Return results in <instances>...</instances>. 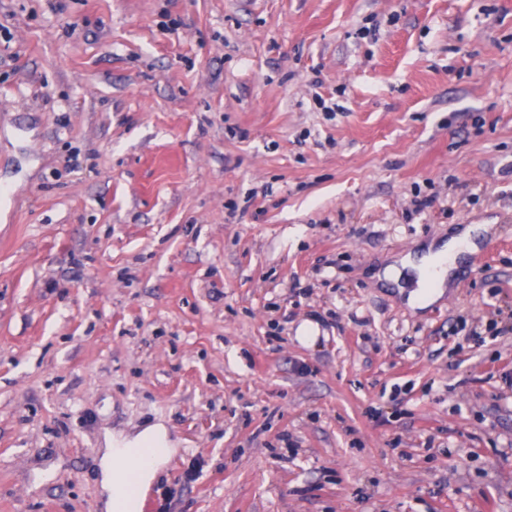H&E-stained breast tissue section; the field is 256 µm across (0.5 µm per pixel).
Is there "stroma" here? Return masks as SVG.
I'll list each match as a JSON object with an SVG mask.
<instances>
[{
  "mask_svg": "<svg viewBox=\"0 0 512 512\" xmlns=\"http://www.w3.org/2000/svg\"><path fill=\"white\" fill-rule=\"evenodd\" d=\"M1 187L0 512H512V0H0ZM475 231L473 227L456 230L448 239L447 244L436 248L434 244H431L428 247V251L423 253L419 258L413 257L412 255L394 258L393 261L385 267L384 276L388 278L399 274L400 267H413L420 272H423L429 267H433L436 269V288L428 292H424L421 288H418L416 291L410 293L408 299L412 306H426L433 303L442 296L444 288H446L447 278L448 285L450 284L453 271L458 267V263L463 258V255L474 246L472 233ZM465 244L467 246L464 248L463 246ZM444 263H447V266H445ZM168 446L166 431L159 426L150 427L133 438L114 437L112 434L106 436V448L100 467L102 488L107 495L104 503L107 512L120 509V504L126 499L128 472L125 469L124 453L137 448L152 449L148 460L136 473L138 495H142L149 489L158 468L166 462L170 450Z\"/></svg>",
  "mask_w": 512,
  "mask_h": 512,
  "instance_id": "1",
  "label": "stroma"
}]
</instances>
